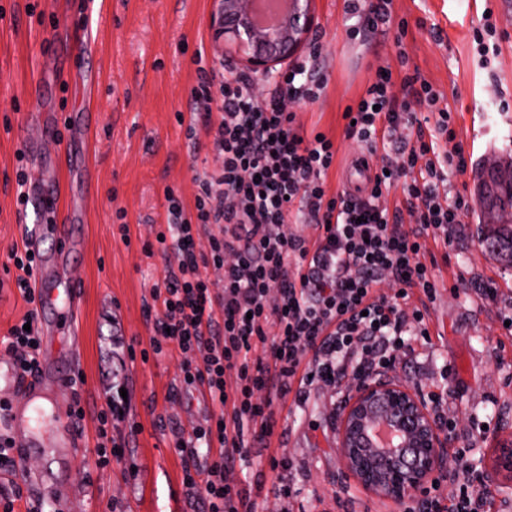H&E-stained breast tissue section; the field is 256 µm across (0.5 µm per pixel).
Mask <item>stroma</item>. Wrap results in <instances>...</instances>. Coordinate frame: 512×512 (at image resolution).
<instances>
[{"instance_id":"stroma-1","label":"stroma","mask_w":512,"mask_h":512,"mask_svg":"<svg viewBox=\"0 0 512 512\" xmlns=\"http://www.w3.org/2000/svg\"><path fill=\"white\" fill-rule=\"evenodd\" d=\"M216 0H0V362L10 360L3 338L27 309L8 270L9 251L28 238L35 216L18 223L16 176L47 183L49 157H28L24 145L67 148L70 120L94 126L97 177L86 181L81 166L63 170V201L93 190L89 222L72 224L77 245L67 257L64 279L80 284L83 306L76 319L78 360L61 359L59 371L77 367L85 376L79 393L56 391L59 430L76 436L71 457L57 465L50 452L29 453L16 478L24 495L38 496L30 476L46 474L53 494L47 512H176L171 500L181 492L177 512H202L184 495L183 461L176 450L211 413L207 397L183 387L175 354L130 359V350L148 348L154 336L149 315L151 289L166 274L160 256H147L145 243L165 218V191L174 189L192 205L195 172L219 167L209 138L189 99L197 84V51L205 66L221 74L223 62L242 67L232 46L215 37L210 15ZM313 38L295 60L321 52L329 73L325 97L298 106L305 128L341 133L342 113L353 104L377 68L418 69L453 112L455 128L470 160L512 154V12L498 0H393L385 37L363 50L347 35L351 24L343 0H313ZM497 27V49L480 57L473 33L485 12ZM97 23L95 49L82 41L88 20ZM223 62H216L215 51ZM57 54L60 68L43 99L28 92L45 59ZM54 112L57 134L48 136L40 115ZM127 224L128 237L119 226ZM437 295L429 308L427 335L406 333L405 353L387 379L442 394L443 409L455 427L452 448L467 451L470 463L495 472L491 484L496 512H512V474L496 472L502 449L512 448V333L502 326L512 317V267L494 259L482 244L475 212H467L453 247L430 243ZM480 279L496 288L485 301L460 287ZM131 387L126 420L127 458L97 467L92 453L96 416L116 370ZM85 416L68 417L73 397ZM334 389L313 386L306 403L278 402L276 426L265 448L252 449L230 481L256 499L259 512H398L393 500L366 494L344 471L338 454ZM290 458L286 474L290 502L280 500L279 482L269 468L273 455Z\"/></svg>"}]
</instances>
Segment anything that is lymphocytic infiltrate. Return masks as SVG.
<instances>
[{"mask_svg":"<svg viewBox=\"0 0 512 512\" xmlns=\"http://www.w3.org/2000/svg\"><path fill=\"white\" fill-rule=\"evenodd\" d=\"M392 0H345L354 23L352 39L372 46L386 32ZM191 93L196 112L221 158L218 170L196 173L198 193L186 208L166 189V227L157 231L158 253L175 261L151 292L155 313L154 354L183 358L184 387L200 389L212 412L193 428L184 451L183 484L204 512H258V504L229 485L226 475L265 443L276 424L273 406L292 396L306 402L312 385L336 389L348 399V379H366L393 368L410 324H424L436 297L428 239L454 242L467 203L450 194L448 176L462 174L467 158L452 113L419 73L374 75L355 104L346 106L344 138L364 145L367 172L357 192L331 191L328 178L339 147L317 128L304 131L286 101L315 103L328 80L318 59L297 61L272 90L257 92L255 78L232 64L213 86L206 69ZM453 143L439 154L438 140ZM400 192L401 205L387 199ZM315 225L309 238L294 224ZM208 235L210 251L196 241ZM14 284L28 309L11 326L6 349L22 373L36 370L41 336L35 326L32 285L37 260L12 247ZM223 270L211 280L208 267ZM420 292L424 304L408 300ZM266 356H255L257 346ZM113 381L97 415L94 453L99 467L123 461L121 428L129 404ZM203 443L204 454L189 452ZM452 497L434 491L403 503L402 512H493V493L465 450L453 452L446 473Z\"/></svg>","mask_w":512,"mask_h":512,"instance_id":"1","label":"lymphocytic infiltrate"}]
</instances>
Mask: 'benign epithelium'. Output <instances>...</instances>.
<instances>
[{"instance_id":"1","label":"benign epithelium","mask_w":512,"mask_h":512,"mask_svg":"<svg viewBox=\"0 0 512 512\" xmlns=\"http://www.w3.org/2000/svg\"><path fill=\"white\" fill-rule=\"evenodd\" d=\"M312 0H292V11L275 29L260 30L250 0H218L210 23L224 27L250 70L270 77L290 61L314 23ZM448 438L426 401L394 381H356L340 415L339 452L361 486L395 501L421 491L439 468Z\"/></svg>"}]
</instances>
